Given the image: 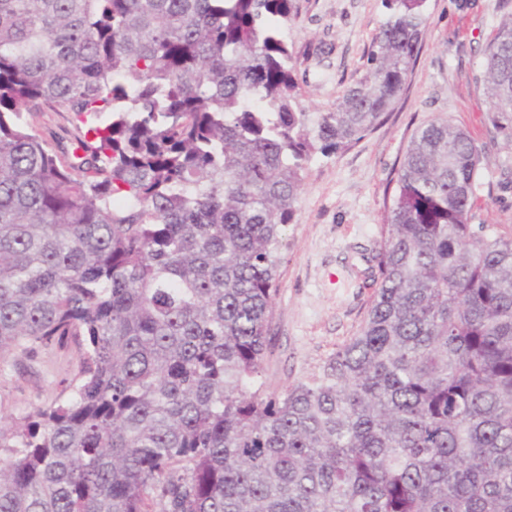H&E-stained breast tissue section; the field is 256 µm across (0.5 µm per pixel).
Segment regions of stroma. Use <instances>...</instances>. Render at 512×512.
I'll list each match as a JSON object with an SVG mask.
<instances>
[{
    "mask_svg": "<svg viewBox=\"0 0 512 512\" xmlns=\"http://www.w3.org/2000/svg\"><path fill=\"white\" fill-rule=\"evenodd\" d=\"M286 31L299 100L308 112L335 110L370 74L368 58L386 18L381 0H294ZM512 0H426L422 52L376 130L308 164L295 218L283 229L266 392L306 377L355 336L376 288L379 226L396 169L418 127L441 116L481 152L476 222L512 236V150L493 128L480 82L485 52ZM82 351L75 342L18 351L0 363V415H19L68 393Z\"/></svg>",
    "mask_w": 512,
    "mask_h": 512,
    "instance_id": "obj_1",
    "label": "stroma"
}]
</instances>
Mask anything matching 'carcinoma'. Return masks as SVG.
<instances>
[{"instance_id":"1","label":"carcinoma","mask_w":512,"mask_h":512,"mask_svg":"<svg viewBox=\"0 0 512 512\" xmlns=\"http://www.w3.org/2000/svg\"><path fill=\"white\" fill-rule=\"evenodd\" d=\"M425 0H383L370 76L298 101L294 0H0V360L77 339L70 394L0 416V512H512V237L480 153L413 135L355 336L276 394L280 230L312 157L405 85ZM512 147V16L486 53ZM86 124L45 139L29 121Z\"/></svg>"}]
</instances>
